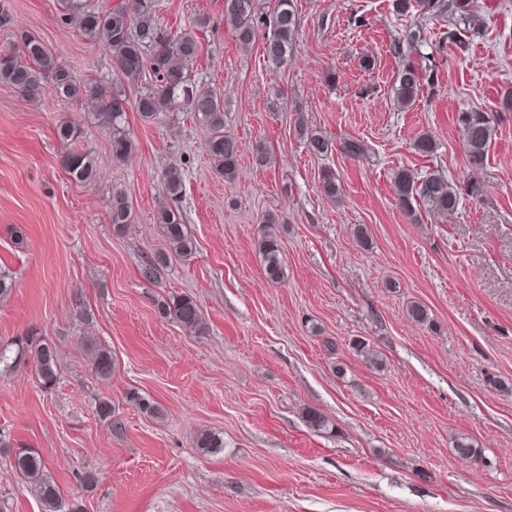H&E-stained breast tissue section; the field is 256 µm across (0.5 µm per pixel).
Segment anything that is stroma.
<instances>
[{"label": "stroma", "instance_id": "1", "mask_svg": "<svg viewBox=\"0 0 512 512\" xmlns=\"http://www.w3.org/2000/svg\"><path fill=\"white\" fill-rule=\"evenodd\" d=\"M294 3V51L276 69L261 43L236 42L224 0H158L169 29L209 20L193 76L224 95V131L239 144L227 182L190 113L140 119L133 103L149 78H117L108 46L66 23L61 0H0V48L23 32L84 81L118 83L135 143L114 163L93 101L0 84V273L12 280L0 342L37 334L59 365L50 389L32 361L0 369V433L38 450L85 512H512V0H468L439 16L396 0ZM417 28L412 50L395 55ZM406 60L434 79L402 109L394 88ZM473 110L495 126L474 176L481 196H462L449 216L418 208L411 221L395 171L436 170L466 186L457 115ZM300 113L335 145L364 141L368 156L309 154ZM65 121L82 128L75 146L96 162L92 183H74L61 165L55 128ZM424 133L429 154L414 146ZM173 165L184 178L176 199L163 184ZM325 168L336 173L332 199L319 186ZM116 191L132 214L122 232L109 217ZM163 207L182 213L191 256L170 253L154 222ZM269 212L282 221L279 284L257 250ZM162 254L156 282L144 281L141 266ZM181 295L196 300L205 333L160 316L159 302ZM412 301L434 328L406 317ZM359 339L380 365L356 353ZM95 343L112 353L109 378L93 368ZM103 401L111 418L98 412ZM309 409L327 428L306 422ZM202 431L222 447L197 448ZM463 437L481 460L456 454ZM0 498L9 512H42L3 455Z\"/></svg>", "mask_w": 512, "mask_h": 512}]
</instances>
